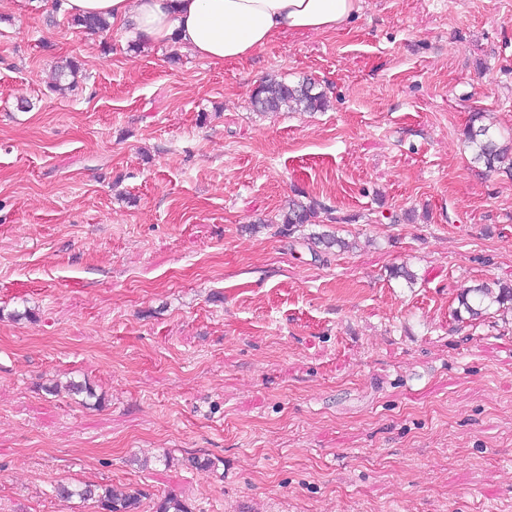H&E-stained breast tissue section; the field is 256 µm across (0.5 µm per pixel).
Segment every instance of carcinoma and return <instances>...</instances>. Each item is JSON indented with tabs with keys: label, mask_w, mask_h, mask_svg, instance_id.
<instances>
[{
	"label": "carcinoma",
	"mask_w": 512,
	"mask_h": 512,
	"mask_svg": "<svg viewBox=\"0 0 512 512\" xmlns=\"http://www.w3.org/2000/svg\"><path fill=\"white\" fill-rule=\"evenodd\" d=\"M73 25L93 33H106L112 24L103 17H74ZM326 103L324 91L316 82L306 78L297 83H289L276 78L261 81L254 89L252 104L264 113H278L285 109L316 112ZM465 143L471 155V163L480 165L488 172L501 169L512 163V138L505 139L496 132L493 125L485 123V115L475 112L465 129ZM277 225V234L291 235L301 232L308 224H319L320 211L317 203L294 198L288 208L272 220ZM459 304L472 317H479L491 305L498 309L512 311V287L498 281L482 283L465 289L459 295ZM54 492L63 499L74 496L95 498L103 512H137L140 506L138 494L122 487L86 484L72 486L60 483Z\"/></svg>",
	"instance_id": "carcinoma-1"
}]
</instances>
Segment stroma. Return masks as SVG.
<instances>
[{"mask_svg": "<svg viewBox=\"0 0 512 512\" xmlns=\"http://www.w3.org/2000/svg\"><path fill=\"white\" fill-rule=\"evenodd\" d=\"M268 76L326 108L257 112ZM474 112L512 133V0H361L219 65L0 0V512H512V313L458 302L512 284ZM299 191L357 248L258 226ZM459 304L470 317L481 316L484 309L494 304L498 310L512 311V287L499 281L482 283L465 289L459 295ZM54 492L63 499H70L74 496L83 499L97 498L101 509L105 512H135L140 506L137 493L112 485L85 484L84 486L76 487L60 483L54 487Z\"/></svg>", "mask_w": 512, "mask_h": 512, "instance_id": "35a3bbf8", "label": "stroma"}]
</instances>
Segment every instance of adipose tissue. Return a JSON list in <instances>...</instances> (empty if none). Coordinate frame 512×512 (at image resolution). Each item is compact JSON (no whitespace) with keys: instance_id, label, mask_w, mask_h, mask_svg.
<instances>
[{"instance_id":"1","label":"adipose tissue","mask_w":512,"mask_h":512,"mask_svg":"<svg viewBox=\"0 0 512 512\" xmlns=\"http://www.w3.org/2000/svg\"><path fill=\"white\" fill-rule=\"evenodd\" d=\"M72 16L101 15L136 43L176 41L213 63L238 62L285 32L340 30L359 0H62Z\"/></svg>"}]
</instances>
